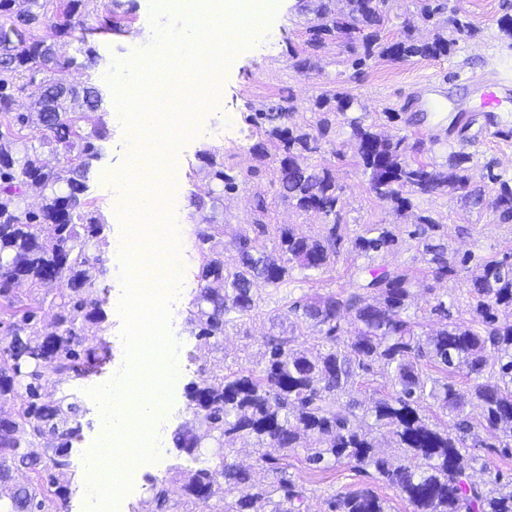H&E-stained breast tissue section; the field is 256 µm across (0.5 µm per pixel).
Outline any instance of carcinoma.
<instances>
[{
    "label": "carcinoma",
    "mask_w": 512,
    "mask_h": 512,
    "mask_svg": "<svg viewBox=\"0 0 512 512\" xmlns=\"http://www.w3.org/2000/svg\"><path fill=\"white\" fill-rule=\"evenodd\" d=\"M16 17L14 27L0 29V117L7 132L0 131V314L6 316V333L0 337V398L19 402L15 417L0 418V479L13 481L9 502L0 512H46L50 497L62 494L56 476L48 485L34 486L32 474L55 470L63 475L70 463L66 448L79 435L75 424V396L64 394L45 400L42 381L51 374L87 375L105 356L78 350L77 329L84 322L99 323L103 312L98 286L106 274L100 255L102 224L88 210L86 179L99 157L91 139L102 140L105 131L92 123L101 102L92 83L74 86L63 78L36 80L44 72H59L49 40L70 35L72 19L81 14L84 0H62V19L46 22L45 3ZM387 0H347V11L338 15L318 9L320 21L310 27L307 44L320 48L337 33L362 30L363 56L359 67L375 56L400 60L448 55L455 39L437 35L418 42L411 31L396 40L380 34L381 12ZM426 21L445 23L453 33L468 29L447 0H419ZM43 26L45 35L31 37L26 29ZM26 79L34 112H19L14 88ZM354 100L343 94L323 99L327 111L307 129L288 125V110L257 112L255 124L265 121L266 141L252 147L261 157H272L278 174L279 194L297 210L314 211L333 218L328 236L311 239L284 226L269 225L265 198L256 196L253 222L238 235L239 263L224 266L213 247L212 235L199 239L200 278L221 280L224 292L205 288L194 302L191 323L204 343L224 336L236 321L258 309L254 286L261 282L275 290L286 284L294 269L326 273L336 264V231L341 196L331 170L309 160L332 142L330 115H340L351 130L357 164L368 178L370 191L397 212L413 207L417 196L456 194L482 205L501 222H512V185L491 166L478 173L473 156L464 151L448 156L442 170L407 155L406 138L386 137L360 118L348 117ZM37 120L50 132L55 148L63 150L65 165L57 172L47 167L36 150L28 149L25 130ZM90 131H84L86 125ZM201 158L211 180L224 192L238 188V176L224 171V158L204 151ZM496 185L486 197V183ZM44 191L38 210L29 209L26 189ZM275 230L286 260L264 255L260 238ZM409 237L435 278L455 272L440 224L420 217ZM398 239L382 224L356 235L353 248L368 258L389 252ZM24 279L33 286L57 281L64 285L54 302L55 329L41 328L42 302L33 299L19 305L13 284ZM413 278L402 265L360 267L349 288L325 294H304L293 301L288 313L318 333L323 351L312 356L295 347L296 336H270L264 342V364L258 370H239L215 383L207 379L192 384L188 397L209 438L224 453L219 462L202 466L181 479L180 490L189 512L209 506L224 489L230 491L251 482L250 470L231 460L240 437L281 448L305 450L312 471H324L343 461L374 469L377 478L396 489L412 506V512H512V481L501 484L486 457L474 448H494L512 456V263L508 258L476 264L469 292L476 297L468 322H448L429 333L407 315ZM377 364L388 375L391 390L365 406L352 396L359 370ZM462 373L467 387L451 376ZM481 408L475 431L464 413L466 405ZM451 419L441 425L425 414ZM385 429L400 453L384 455L372 432ZM48 436L60 443L40 459L22 451L24 445ZM488 480L477 483L471 473ZM302 491L290 482L224 502V512H298ZM169 490L153 486L149 512H165ZM331 512H389L385 499L370 489L339 492L331 496Z\"/></svg>",
    "instance_id": "1"
}]
</instances>
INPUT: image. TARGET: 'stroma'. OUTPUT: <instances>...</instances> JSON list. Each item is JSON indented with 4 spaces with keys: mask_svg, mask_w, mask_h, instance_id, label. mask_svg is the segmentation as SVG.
I'll return each mask as SVG.
<instances>
[{
    "mask_svg": "<svg viewBox=\"0 0 512 512\" xmlns=\"http://www.w3.org/2000/svg\"><path fill=\"white\" fill-rule=\"evenodd\" d=\"M450 3L458 9L460 18L470 24L471 30L457 36L449 55L398 61L375 56L356 68L352 61L362 51L359 33L337 34L316 50L307 45L309 29L318 22L319 6L337 12L344 8L342 0H278L270 18V34L252 41L235 55L224 70L219 102L208 109L192 135L179 144L180 166L168 185L162 207L187 211L195 225V234L214 232V244L228 267L239 260L235 241L244 225L251 223L253 202L258 195L264 196L268 204L266 223L289 227L299 236L325 237L330 219L299 211L289 204L278 192L271 163L253 153V145L263 140L264 135L250 117L255 112L283 106L289 110V124L305 127L320 117L321 98L337 92L351 96L355 101L353 115L376 125L379 132L406 137L411 144L419 140L432 142L426 158L436 165L445 164L451 148L462 146L472 153L476 166L494 161L496 173L512 179V112L498 113L495 129H488L477 108L479 91L475 85L479 78L512 79V40L505 38L500 30L502 17L512 16V0H450ZM151 5L152 0H127L116 18L117 30L107 31L102 24L110 7L108 0H85L80 22L83 27L93 29V36L85 43L75 35L55 41L57 58L67 64L64 78L75 85L90 82L99 87L102 101L93 119L108 131L107 138L97 144L100 156L88 174L86 192L102 224L101 258L106 275L98 297L105 319L98 324H84L79 331L81 349L105 350L107 360L96 374L78 379L54 374L43 384L45 399L53 400L67 392L76 396L79 404L76 420L80 435L67 450L70 467L59 479L64 492L54 499L50 512H94L97 501L87 494L85 456L98 441L103 420L102 407L91 391L122 373L128 361L122 337L124 320L117 310L125 292L121 259L124 229L112 208V176L124 168L136 146L116 104L117 89L108 76L123 71L125 62L133 56L154 50L155 33L173 24L172 10L155 14ZM407 27L411 28L413 38L420 41L432 40L436 34L435 27L421 20L417 0H388L380 25L384 38H398ZM88 47L94 48L97 54V62L92 66L84 54ZM429 78L436 80L434 96L446 102L447 112L426 111L421 102L419 84ZM461 109L473 115V123L464 133L449 132L447 113ZM390 112L400 113V121H387ZM335 144V150L325 151L318 158L319 163L332 169L342 200V239L337 244L339 256L331 271L307 279L296 269L284 288L259 286L257 313L240 318L223 338L206 346L195 336L189 322L193 302L205 286L199 277L200 251L194 248L182 255L179 262L182 288L170 304L169 321V331L180 356L179 386L171 392L170 403L162 416L151 423L154 445L160 450L158 462L132 469L129 486L113 512H145L153 495V483L172 485L177 473L196 468V461L178 448L176 442L179 434L199 428L188 401L187 386L207 376L260 368L266 337L290 335L295 327L293 320L285 315L288 300L315 291L334 292L348 287L355 270L361 266L402 265L413 275L410 311L426 329L442 326L431 312L437 297L448 301L454 319H469L470 308L476 302L467 287L471 268L460 266L447 278L434 279L414 241L408 237L418 216L428 215L442 224L452 255H470L477 260L512 256V222L500 223L487 210L447 193L417 197L412 209L395 212L389 203L370 192L366 177L355 163V144L348 129H341ZM206 150L223 154L228 173L247 170L253 173L248 183L224 194L217 213L219 227L215 230L196 207L199 198L208 197L216 188L201 159ZM375 224L391 230L401 240V248L372 259L357 255L352 247L354 237ZM236 448L234 459L252 468L254 485L265 487L285 477L302 487L301 512H330L331 495L365 487L384 498L390 512H412L399 491L375 479L373 471L341 463L326 472H314L308 469L303 450L286 453L277 448L269 451L275 460L273 468L261 469L255 465L261 450L253 440L238 441Z\"/></svg>",
    "mask_w": 512,
    "mask_h": 512,
    "instance_id": "1",
    "label": "stroma"
}]
</instances>
